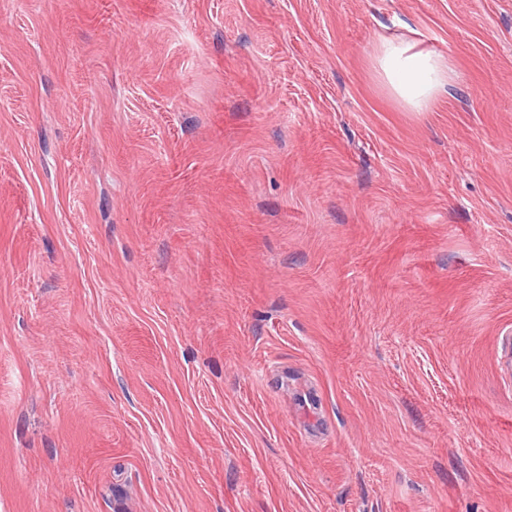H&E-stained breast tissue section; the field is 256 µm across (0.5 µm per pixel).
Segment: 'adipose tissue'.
<instances>
[{
  "label": "adipose tissue",
  "instance_id": "1",
  "mask_svg": "<svg viewBox=\"0 0 512 512\" xmlns=\"http://www.w3.org/2000/svg\"><path fill=\"white\" fill-rule=\"evenodd\" d=\"M375 63L380 80L391 94L417 112L424 110L455 76L449 59L415 41L380 42Z\"/></svg>",
  "mask_w": 512,
  "mask_h": 512
}]
</instances>
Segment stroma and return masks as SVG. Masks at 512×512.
<instances>
[{
	"label": "stroma",
	"instance_id": "35a3bbf8",
	"mask_svg": "<svg viewBox=\"0 0 512 512\" xmlns=\"http://www.w3.org/2000/svg\"><path fill=\"white\" fill-rule=\"evenodd\" d=\"M509 330L512 0H0V512H512ZM375 63L391 94L416 112L424 110L455 76L449 59L416 41H381Z\"/></svg>",
	"mask_w": 512,
	"mask_h": 512
}]
</instances>
